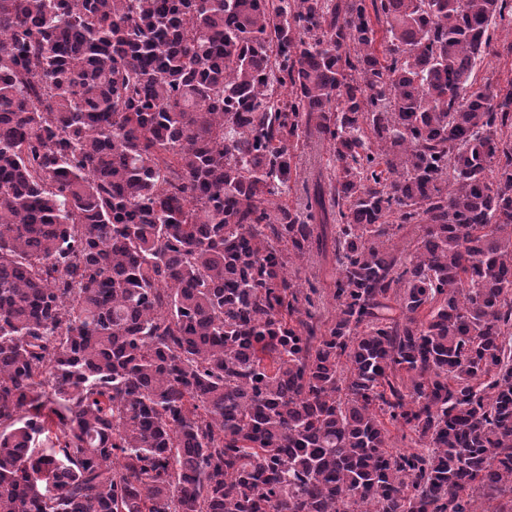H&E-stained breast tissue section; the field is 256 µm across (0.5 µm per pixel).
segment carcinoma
Wrapping results in <instances>:
<instances>
[{
	"label": "carcinoma",
	"mask_w": 512,
	"mask_h": 512,
	"mask_svg": "<svg viewBox=\"0 0 512 512\" xmlns=\"http://www.w3.org/2000/svg\"><path fill=\"white\" fill-rule=\"evenodd\" d=\"M497 24L509 0H0V512H512ZM298 154L297 164L299 175L297 184L292 193L286 199L283 198L284 201L293 206H298L299 203L303 201V181L309 177L312 171L319 167H324L331 157L328 146L314 140L309 142ZM299 276L303 283L306 279H309L316 288H334L336 271L330 258L327 261L318 262L315 257L309 260L306 259L299 265Z\"/></svg>",
	"instance_id": "carcinoma-1"
}]
</instances>
